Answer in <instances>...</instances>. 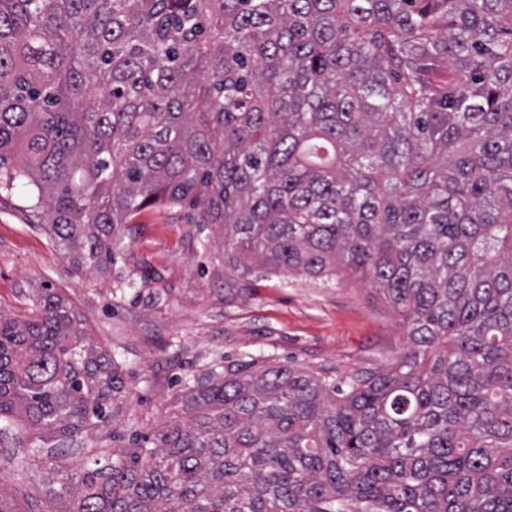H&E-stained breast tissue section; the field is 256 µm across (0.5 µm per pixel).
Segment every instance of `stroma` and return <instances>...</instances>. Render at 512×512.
<instances>
[{
  "label": "stroma",
  "mask_w": 512,
  "mask_h": 512,
  "mask_svg": "<svg viewBox=\"0 0 512 512\" xmlns=\"http://www.w3.org/2000/svg\"><path fill=\"white\" fill-rule=\"evenodd\" d=\"M121 237L111 276L75 270L35 223L26 190L0 188V314L24 318L37 289H55L84 316L124 381L110 421L79 435L76 447L33 439L16 457L12 439L0 442V498L17 512L45 508L50 460L91 471L98 450L126 451L177 420L180 382L193 373L252 360L344 377L386 368L406 346L398 316L357 279L240 277L224 266L219 229L197 233L187 209L150 207L123 225ZM143 270L151 279L121 283Z\"/></svg>",
  "instance_id": "obj_1"
}]
</instances>
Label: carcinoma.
I'll list each match as a JSON object with an SVG mask.
<instances>
[{
	"mask_svg": "<svg viewBox=\"0 0 512 512\" xmlns=\"http://www.w3.org/2000/svg\"><path fill=\"white\" fill-rule=\"evenodd\" d=\"M0 171L78 270L157 204L248 277H357L407 350L339 381L195 373L63 512H512V0H0ZM122 377L47 288L0 314V433L61 446Z\"/></svg>",
	"mask_w": 512,
	"mask_h": 512,
	"instance_id": "1",
	"label": "carcinoma"
}]
</instances>
